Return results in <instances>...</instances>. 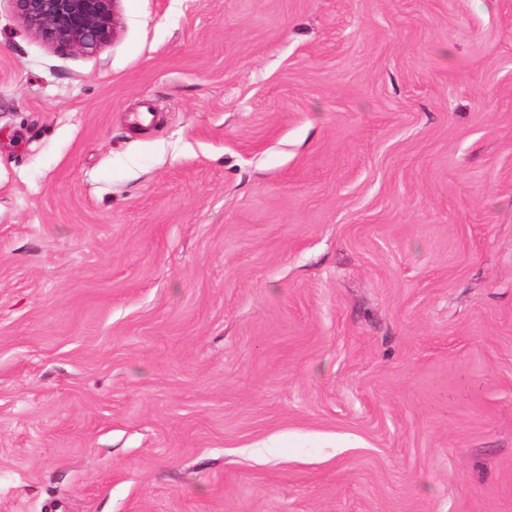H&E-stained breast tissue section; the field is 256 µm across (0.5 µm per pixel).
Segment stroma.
I'll return each instance as SVG.
<instances>
[{
    "label": "stroma",
    "mask_w": 512,
    "mask_h": 512,
    "mask_svg": "<svg viewBox=\"0 0 512 512\" xmlns=\"http://www.w3.org/2000/svg\"><path fill=\"white\" fill-rule=\"evenodd\" d=\"M0 0V512H512V0ZM28 31L69 55H94L122 31L120 0H10Z\"/></svg>",
    "instance_id": "1"
}]
</instances>
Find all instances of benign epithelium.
<instances>
[{"label":"benign epithelium","instance_id":"1","mask_svg":"<svg viewBox=\"0 0 512 512\" xmlns=\"http://www.w3.org/2000/svg\"><path fill=\"white\" fill-rule=\"evenodd\" d=\"M28 31L69 55H94L122 31L120 0H10Z\"/></svg>","mask_w":512,"mask_h":512}]
</instances>
